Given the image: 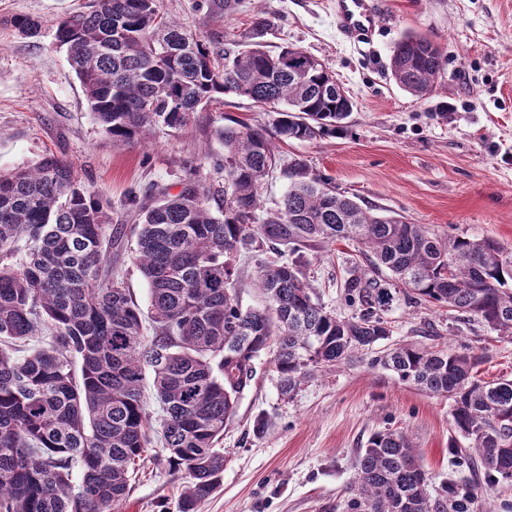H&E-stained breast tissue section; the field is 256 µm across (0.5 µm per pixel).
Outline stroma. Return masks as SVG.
Masks as SVG:
<instances>
[{"label": "stroma", "mask_w": 512, "mask_h": 512, "mask_svg": "<svg viewBox=\"0 0 512 512\" xmlns=\"http://www.w3.org/2000/svg\"><path fill=\"white\" fill-rule=\"evenodd\" d=\"M86 0H0V169L34 164L51 152L70 161L80 180L122 225L119 272L133 299L148 304V287L133 261L137 216L129 194L151 201L177 191L189 171L223 182L212 158L223 155L218 128L229 119L266 124L267 113L235 95L195 112L172 132L156 127L142 142L112 141L95 122L54 22L83 10ZM331 0H160L189 32L240 49L252 42L255 18L268 20L260 39L270 52L297 47L322 62L354 102L346 132L286 142L362 206L400 215L439 232L488 238L512 248V0H374L380 24L370 51L336 30ZM16 15L42 23L38 36L19 34ZM409 31L440 47L445 62L435 93L416 99L390 74L394 45ZM354 248L336 243L312 253L307 275L326 308L343 316L341 299ZM394 340L472 347L482 377L512 378V339L466 326L447 309L397 301L387 314ZM451 402L371 367L368 356L318 371L293 397L280 392L268 356L241 395L219 447L224 474L200 512H346L358 454L377 431H406L437 482L469 478L450 463ZM268 427L253 433L257 417ZM187 481L163 448L149 450L131 477L118 512H179Z\"/></svg>", "instance_id": "stroma-1"}]
</instances>
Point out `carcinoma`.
<instances>
[{"mask_svg":"<svg viewBox=\"0 0 512 512\" xmlns=\"http://www.w3.org/2000/svg\"><path fill=\"white\" fill-rule=\"evenodd\" d=\"M11 24L28 36L40 29L24 15ZM55 43L114 141L142 140L156 126L180 130L226 95L278 109L269 127L219 129L224 186L189 175L151 204L130 197L149 335L115 275L109 206L71 164L47 154L0 172V512H116L156 437L187 474L180 512H198L221 485L217 445L255 360L272 355L290 396L314 371L388 340L386 313L400 297L512 338L511 248L373 213L298 155L283 171L288 188L276 208L262 210L260 188L281 160L275 140L334 137L353 111L321 63L301 78L258 43L222 49L185 33L159 0H91L57 21ZM443 66L439 46L412 33L390 59L396 85L418 100L435 91ZM350 241L371 259L341 285L355 310L346 318L314 299L306 267L310 252ZM259 252L268 258L254 280L266 305L245 308L239 283L245 259ZM42 335L48 347L20 354L17 344ZM480 363L467 347L412 342L371 359L451 400L450 454L472 477L430 493L433 476L409 436L387 428L359 453L347 512H494L489 492L512 490V379L484 380ZM147 368L166 415L158 428L142 395Z\"/></svg>","mask_w":512,"mask_h":512,"instance_id":"cac0c4a2","label":"carcinoma"}]
</instances>
